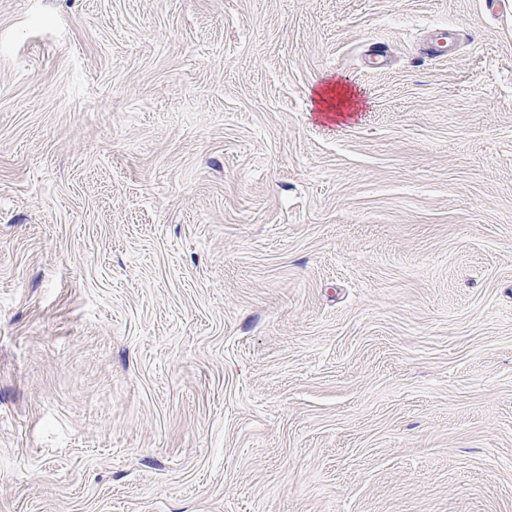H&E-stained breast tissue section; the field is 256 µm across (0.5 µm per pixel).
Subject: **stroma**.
I'll return each instance as SVG.
<instances>
[{
	"label": "stroma",
	"mask_w": 512,
	"mask_h": 512,
	"mask_svg": "<svg viewBox=\"0 0 512 512\" xmlns=\"http://www.w3.org/2000/svg\"><path fill=\"white\" fill-rule=\"evenodd\" d=\"M0 512H512V0H0ZM314 93L317 96L314 99L317 112H352L358 104L357 93L338 81L315 90Z\"/></svg>",
	"instance_id": "stroma-1"
}]
</instances>
